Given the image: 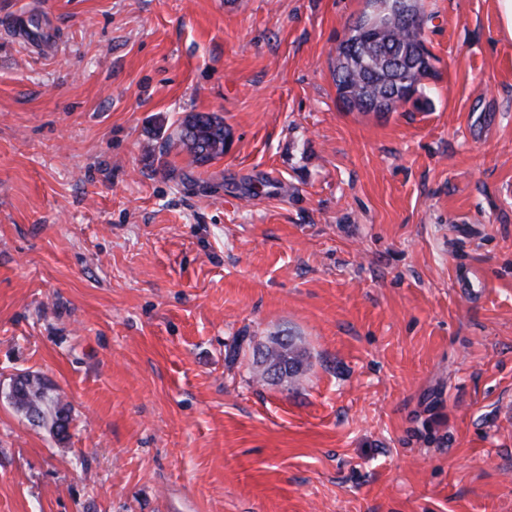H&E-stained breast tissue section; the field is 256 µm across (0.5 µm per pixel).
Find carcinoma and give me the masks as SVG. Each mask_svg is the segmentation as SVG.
<instances>
[{
	"label": "carcinoma",
	"instance_id": "carcinoma-1",
	"mask_svg": "<svg viewBox=\"0 0 512 512\" xmlns=\"http://www.w3.org/2000/svg\"><path fill=\"white\" fill-rule=\"evenodd\" d=\"M416 18L417 22L410 26L395 11L385 24L368 28V13H362L357 21L363 26L354 34L356 41L351 47L353 55L347 58L348 65L336 62L333 66L337 91L344 90L354 98L383 99L387 110L393 112L398 108L402 91L409 88L405 80L411 75L415 82L413 106L426 107L429 99L423 92V81L437 77L436 58L426 47L419 9ZM230 136L223 116L216 112H192L180 122L170 141L181 147L192 163L201 166L224 155V142ZM262 349L281 365L282 375L288 378L290 386L298 382L308 367L301 339L291 333L273 336L266 344L254 347L253 364H258L256 354ZM6 398L23 415H35V426L49 429L60 442L68 439L71 407L52 385L28 373L20 374L11 383Z\"/></svg>",
	"mask_w": 512,
	"mask_h": 512
}]
</instances>
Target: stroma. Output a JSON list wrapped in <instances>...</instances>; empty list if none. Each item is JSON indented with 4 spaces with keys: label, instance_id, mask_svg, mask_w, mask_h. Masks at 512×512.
Masks as SVG:
<instances>
[{
    "label": "stroma",
    "instance_id": "1",
    "mask_svg": "<svg viewBox=\"0 0 512 512\" xmlns=\"http://www.w3.org/2000/svg\"><path fill=\"white\" fill-rule=\"evenodd\" d=\"M423 4L380 115L332 76L366 0H0V392L73 415L0 399V512H512V43ZM288 332L296 387L226 358ZM193 131L188 141L184 126ZM230 129L224 125L223 116L215 112H192L185 116L170 136V141L181 147L196 165H204L224 155V142L230 139ZM6 398L32 426L48 428L59 442L68 439L71 407L51 384L28 373L20 374L11 383ZM29 414H34L38 422L32 423Z\"/></svg>",
    "mask_w": 512,
    "mask_h": 512
}]
</instances>
